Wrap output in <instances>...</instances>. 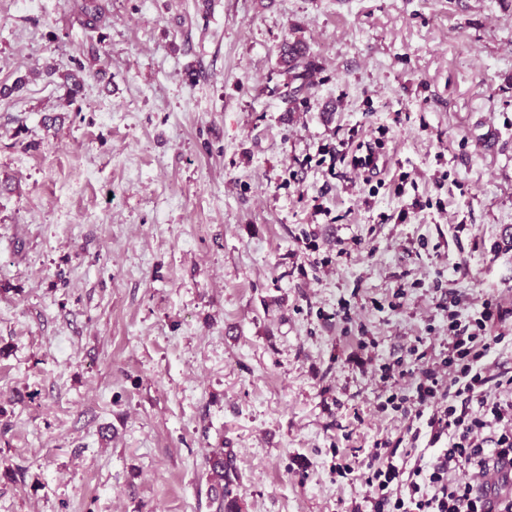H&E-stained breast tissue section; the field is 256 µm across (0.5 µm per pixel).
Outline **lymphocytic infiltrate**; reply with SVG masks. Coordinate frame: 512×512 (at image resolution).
<instances>
[{
  "label": "lymphocytic infiltrate",
  "mask_w": 512,
  "mask_h": 512,
  "mask_svg": "<svg viewBox=\"0 0 512 512\" xmlns=\"http://www.w3.org/2000/svg\"><path fill=\"white\" fill-rule=\"evenodd\" d=\"M449 305L442 363L427 362L425 353H417L423 366L411 399L393 395L387 400L397 412L405 411L410 400L428 410L430 444L444 440L448 446L405 469L395 459L410 457L411 449L381 443L378 463L365 476L372 512H512V490L492 503L475 489L494 463H512V375H489L486 364L501 342L487 333L500 308L489 299L477 310L461 307L455 297ZM461 468L470 471L469 479L450 478V471Z\"/></svg>",
  "instance_id": "lymphocytic-infiltrate-1"
}]
</instances>
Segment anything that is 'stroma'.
<instances>
[{
  "label": "stroma",
  "mask_w": 512,
  "mask_h": 512,
  "mask_svg": "<svg viewBox=\"0 0 512 512\" xmlns=\"http://www.w3.org/2000/svg\"><path fill=\"white\" fill-rule=\"evenodd\" d=\"M99 2L0 0V512H212L219 447L242 512H370L449 292L512 371V0ZM281 72L286 76V86L290 88L289 99L295 101L303 90L313 86L312 77L316 71L307 44L300 40L286 41L280 48Z\"/></svg>",
  "instance_id": "stroma-1"
}]
</instances>
